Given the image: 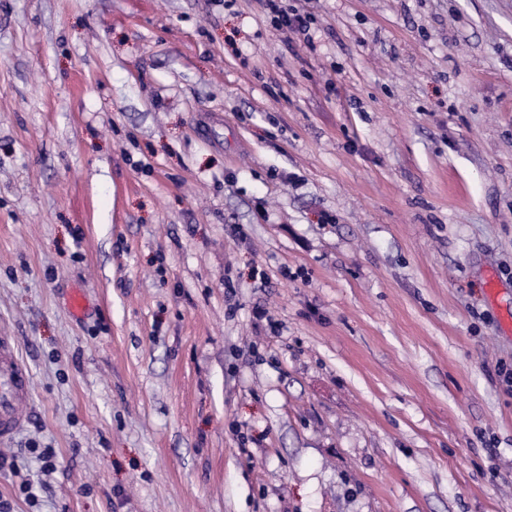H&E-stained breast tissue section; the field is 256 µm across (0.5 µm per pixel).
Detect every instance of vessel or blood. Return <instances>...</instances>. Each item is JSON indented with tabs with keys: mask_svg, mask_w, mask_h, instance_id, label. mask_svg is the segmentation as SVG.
I'll return each instance as SVG.
<instances>
[{
	"mask_svg": "<svg viewBox=\"0 0 512 512\" xmlns=\"http://www.w3.org/2000/svg\"><path fill=\"white\" fill-rule=\"evenodd\" d=\"M29 375L12 337L0 334V440L10 438L24 421Z\"/></svg>",
	"mask_w": 512,
	"mask_h": 512,
	"instance_id": "1",
	"label": "vessel or blood"
}]
</instances>
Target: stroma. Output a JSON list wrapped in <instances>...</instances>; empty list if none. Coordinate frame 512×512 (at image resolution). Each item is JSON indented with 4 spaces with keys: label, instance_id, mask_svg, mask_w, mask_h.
Returning a JSON list of instances; mask_svg holds the SVG:
<instances>
[{
    "label": "stroma",
    "instance_id": "35a3bbf8",
    "mask_svg": "<svg viewBox=\"0 0 512 512\" xmlns=\"http://www.w3.org/2000/svg\"><path fill=\"white\" fill-rule=\"evenodd\" d=\"M282 4L0 0L6 512H512V0ZM264 2L274 26L282 33L306 31L309 28L310 16L289 13L281 5L280 0H264ZM29 375L12 336L0 334V440L10 438L24 421Z\"/></svg>",
    "mask_w": 512,
    "mask_h": 512
}]
</instances>
